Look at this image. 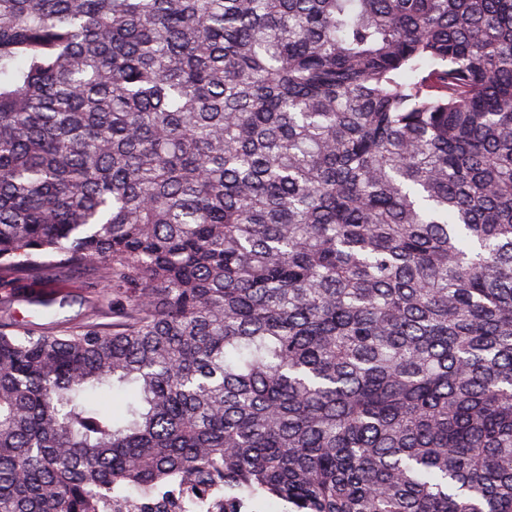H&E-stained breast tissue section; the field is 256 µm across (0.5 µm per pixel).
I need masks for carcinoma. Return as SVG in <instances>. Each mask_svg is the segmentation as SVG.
<instances>
[{
  "label": "carcinoma",
  "mask_w": 512,
  "mask_h": 512,
  "mask_svg": "<svg viewBox=\"0 0 512 512\" xmlns=\"http://www.w3.org/2000/svg\"><path fill=\"white\" fill-rule=\"evenodd\" d=\"M0 512H512V0H0ZM89 276L83 270H73L67 277L55 285L56 290L67 295L68 303L63 308L56 306V317L52 320L36 316L32 308L23 300L10 305L0 303V321L13 320L17 314L23 315L28 327L35 330H63L66 326L82 322L90 311V303L94 300Z\"/></svg>",
  "instance_id": "carcinoma-1"
}]
</instances>
